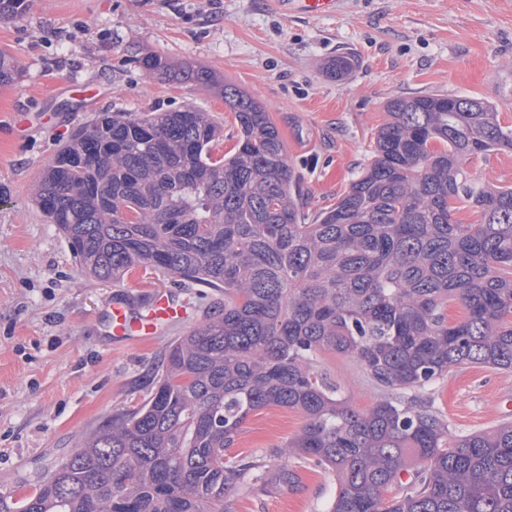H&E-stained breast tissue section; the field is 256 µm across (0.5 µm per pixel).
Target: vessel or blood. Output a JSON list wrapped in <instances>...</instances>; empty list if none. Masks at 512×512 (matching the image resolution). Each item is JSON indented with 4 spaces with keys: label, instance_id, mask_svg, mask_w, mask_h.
I'll list each match as a JSON object with an SVG mask.
<instances>
[{
    "label": "vessel or blood",
    "instance_id": "vessel-or-blood-1",
    "mask_svg": "<svg viewBox=\"0 0 512 512\" xmlns=\"http://www.w3.org/2000/svg\"><path fill=\"white\" fill-rule=\"evenodd\" d=\"M291 5L307 15L325 16L335 11L336 0H291ZM183 313V306L161 291L151 292L148 302L139 308L125 299L112 300L108 305L112 341L120 345L149 339Z\"/></svg>",
    "mask_w": 512,
    "mask_h": 512
}]
</instances>
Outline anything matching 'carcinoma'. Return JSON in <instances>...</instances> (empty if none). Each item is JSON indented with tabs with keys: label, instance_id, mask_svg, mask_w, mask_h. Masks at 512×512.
Segmentation results:
<instances>
[{
	"label": "carcinoma",
	"instance_id": "cac0c4a2",
	"mask_svg": "<svg viewBox=\"0 0 512 512\" xmlns=\"http://www.w3.org/2000/svg\"><path fill=\"white\" fill-rule=\"evenodd\" d=\"M135 63L224 98L234 151L218 154L194 106L104 112L58 150L33 201L89 276L150 267L224 291V306L169 345L141 406L102 420L32 492L0 494V512H226L237 484L297 481L224 457L271 406L305 417L288 453L336 477L328 512H512V422L453 433L423 396L466 365L512 371V185L465 168L512 151L497 108L390 100L371 161L311 217L259 101L193 64ZM21 74L0 52V87ZM462 205L478 222L456 219ZM325 351L364 369L381 391L371 408L319 378Z\"/></svg>",
	"mask_w": 512,
	"mask_h": 512
}]
</instances>
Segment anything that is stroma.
Listing matches in <instances>:
<instances>
[{
  "instance_id": "1",
  "label": "stroma",
  "mask_w": 512,
  "mask_h": 512,
  "mask_svg": "<svg viewBox=\"0 0 512 512\" xmlns=\"http://www.w3.org/2000/svg\"><path fill=\"white\" fill-rule=\"evenodd\" d=\"M0 51L22 77L0 88V493L24 492L109 414L139 406L177 337L200 326L223 293L137 267L99 281L35 206L31 191L63 141L103 112H210L222 151L238 135L213 91L143 72L136 55L208 68L266 107L304 179V209L333 205L371 157L386 103L456 94L495 105L512 127V0H336V12H283L278 0H26L0 20ZM352 56L339 78L328 61ZM25 126L16 129V116ZM480 182L512 184V152L466 164ZM168 291L186 314L153 339L113 344L116 296ZM316 368L359 411L380 397L351 358L323 352ZM451 431L512 421V372L468 366L427 393ZM305 424L297 411L253 412L226 457L258 459L298 475L295 487H241L228 512H324L329 471L285 455Z\"/></svg>"
}]
</instances>
